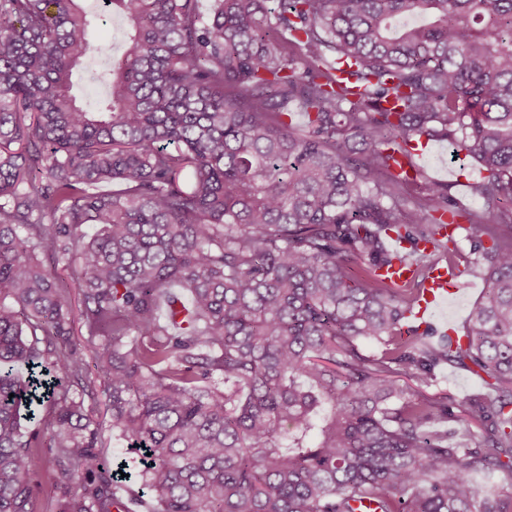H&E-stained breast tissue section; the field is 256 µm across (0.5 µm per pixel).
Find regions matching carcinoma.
Here are the masks:
<instances>
[{"label":"carcinoma","mask_w":512,"mask_h":512,"mask_svg":"<svg viewBox=\"0 0 512 512\" xmlns=\"http://www.w3.org/2000/svg\"><path fill=\"white\" fill-rule=\"evenodd\" d=\"M84 2L0 0V512H112L100 395L151 512H512V0H109L94 109ZM423 139L485 172L444 341L405 328L420 243L457 265L448 186L397 169ZM445 366L495 394L456 414ZM85 6L92 15H97L94 19L93 52L90 55L92 57L90 60L91 68L94 62L103 61L104 55H112V57H119L121 55L124 23L114 16L109 17L101 14V0H88ZM88 59L83 67L74 72L72 93L82 104H90L92 107L105 93L100 90L103 87L92 84L88 80L86 76Z\"/></svg>","instance_id":"cac0c4a2"}]
</instances>
